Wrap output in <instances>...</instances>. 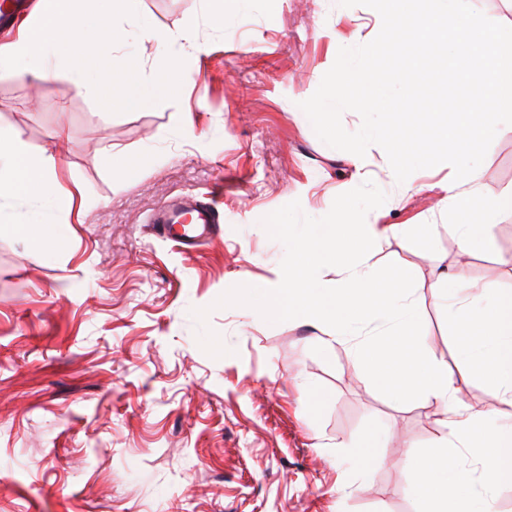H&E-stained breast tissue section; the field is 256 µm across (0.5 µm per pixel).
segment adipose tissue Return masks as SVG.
Masks as SVG:
<instances>
[{"label": "adipose tissue", "mask_w": 512, "mask_h": 512, "mask_svg": "<svg viewBox=\"0 0 512 512\" xmlns=\"http://www.w3.org/2000/svg\"><path fill=\"white\" fill-rule=\"evenodd\" d=\"M142 0H37L15 40L0 44V74L35 83L65 75L71 90L89 89L94 71L86 58L115 48L128 35L156 46L155 66L179 69L182 48L197 49L191 24L160 29L144 14ZM58 148L31 153L13 128L0 125V236L21 241L41 238L43 218L33 211L7 215L5 204L58 193Z\"/></svg>", "instance_id": "obj_1"}]
</instances>
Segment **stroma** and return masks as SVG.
<instances>
[{
    "mask_svg": "<svg viewBox=\"0 0 512 512\" xmlns=\"http://www.w3.org/2000/svg\"><path fill=\"white\" fill-rule=\"evenodd\" d=\"M154 24L192 23L202 53L185 52L182 91L106 111L97 92L0 77V123L30 151L61 141L66 194L41 204L71 230L53 251L0 236V512H417L406 460L440 444L442 404L394 402L354 365V342L326 357L320 330L271 324L243 306L214 308L230 284L275 279L283 245L261 220L291 201L319 218L365 180L387 195L367 223L437 224L436 252L391 235L375 262L415 277L422 346L453 363L438 277L463 270L512 291V212L488 226L491 252L462 258L445 228L440 182L420 170L404 193L385 151L360 162L305 134L299 104L341 46L375 36L371 8L337 0H143ZM197 131L186 138L175 113ZM140 161L116 181L113 163ZM480 194L512 192V127L481 164ZM216 197L219 235L191 248L157 236L154 214L178 197ZM229 355L198 343L192 309ZM327 402L313 407V392ZM459 397L500 420L496 389L474 378ZM387 437L384 464L363 468L369 437Z\"/></svg>",
    "mask_w": 512,
    "mask_h": 512,
    "instance_id": "35a3bbf8",
    "label": "stroma"
}]
</instances>
